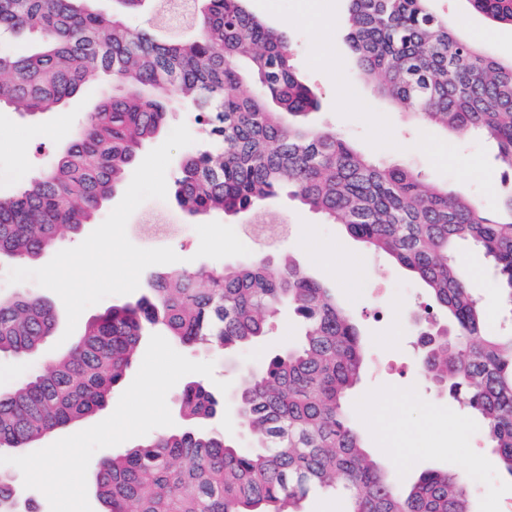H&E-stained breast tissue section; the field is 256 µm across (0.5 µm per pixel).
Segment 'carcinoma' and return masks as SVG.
<instances>
[{
	"instance_id": "obj_1",
	"label": "carcinoma",
	"mask_w": 512,
	"mask_h": 512,
	"mask_svg": "<svg viewBox=\"0 0 512 512\" xmlns=\"http://www.w3.org/2000/svg\"><path fill=\"white\" fill-rule=\"evenodd\" d=\"M0 0V109L58 112L84 86L103 93L54 165L18 191L0 193V259L26 261L94 223L126 185L142 149L165 129L171 103L189 112L205 142L181 157L171 188L191 216L237 215L289 194L428 290L451 330L433 332L420 371L476 414L512 478V332L491 334L482 303L454 259L472 241L490 257L503 312L512 317V188L491 213L475 198L385 165L330 129L308 122L315 93L293 49L245 0H191L173 30L154 0L147 23L127 15L145 0ZM348 42L360 75L400 111L446 131H478L512 172V61L456 34L435 0H348ZM491 23L512 27V0H469ZM117 83L121 91L108 94ZM251 84L257 91L241 92ZM288 310L303 340L246 369L233 406L247 441L216 421L224 398L201 379L179 396V426L102 458L92 492L101 512H305L314 493L341 512H475L467 478L426 470L408 486L365 446L347 408L360 379V334L333 288L292 261L263 256L193 271L167 266L146 293L91 319L52 365L0 392V452L21 453L104 408L145 337L246 353ZM52 304L0 298V357L29 358L53 335ZM0 512H33L0 471Z\"/></svg>"
}]
</instances>
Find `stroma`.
Wrapping results in <instances>:
<instances>
[{"mask_svg": "<svg viewBox=\"0 0 512 512\" xmlns=\"http://www.w3.org/2000/svg\"><path fill=\"white\" fill-rule=\"evenodd\" d=\"M248 5L295 45V64L319 98L314 125L335 130L376 162L412 168L447 185L458 196L478 197L488 211L498 209L504 174L494 160L493 145L477 133L462 140L421 125L394 110L374 85L364 82L342 24L344 0L317 2L319 13L333 19L327 36L315 23L302 18L299 0H248ZM436 7L462 35L479 39L498 59L512 60V27L490 24L468 0H437ZM95 100L96 93L90 90L61 112L33 116L8 109V122L0 123V142H10L11 147L0 149V191L16 190L48 169L60 149L77 135ZM260 218L288 227L287 235L267 251V258L289 256L310 269L335 288L337 298L346 302L361 327L364 363L361 379L348 398L361 435L369 436L379 424L401 428L418 438L408 455L371 445V452L385 469L409 483L427 469L465 475L477 466L489 478L486 488L472 490L477 512H501L503 504L512 503V479L500 475L498 457L480 436L477 419L424 379L418 369L420 351L410 312L416 305L428 304L429 297L392 258L367 250L344 225L327 223L321 214L284 196L271 199L257 216L191 218L179 214V223L190 225L191 236L175 243L173 249L181 257L182 267L189 270L247 259L253 251L242 238L241 227ZM458 255L473 294L484 304L488 324L505 332L512 330V322L502 315L493 269L483 249L466 242ZM8 268V263H0V296L26 292L49 298L58 321L39 357L0 359L1 389L15 385L33 370L46 368L67 325L65 306L56 293L31 280L8 283ZM297 341V322L284 312L274 320L264 347L252 352L223 355L197 347L184 349L183 354L195 362L213 363L215 379L234 385L242 367L257 364L267 351Z\"/></svg>", "mask_w": 512, "mask_h": 512, "instance_id": "stroma-1", "label": "stroma"}]
</instances>
